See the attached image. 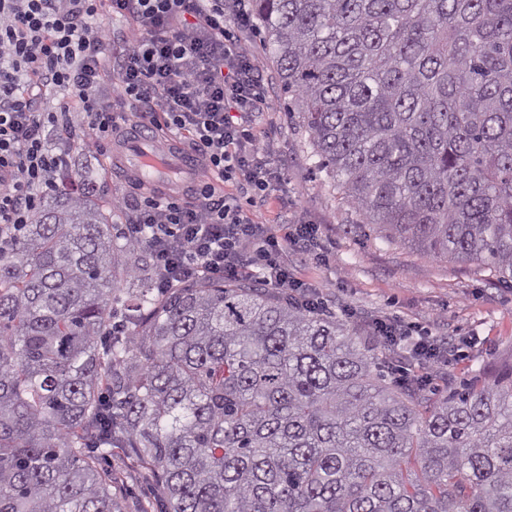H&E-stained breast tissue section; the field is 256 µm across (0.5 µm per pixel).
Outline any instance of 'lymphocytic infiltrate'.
<instances>
[{
	"label": "lymphocytic infiltrate",
	"mask_w": 512,
	"mask_h": 512,
	"mask_svg": "<svg viewBox=\"0 0 512 512\" xmlns=\"http://www.w3.org/2000/svg\"><path fill=\"white\" fill-rule=\"evenodd\" d=\"M107 11L136 28L117 57L99 22ZM111 65L119 78L109 97ZM272 107L251 53L225 33L224 0H0V225L28 223L57 188L69 160L50 148V133L86 129L102 144L127 133L131 111L186 140L199 160L188 199L145 187L137 202L116 203L149 249L158 290L247 275L298 290L288 253L316 254L318 227L259 224L241 203L278 188L279 167L250 129L254 113ZM229 181L242 196L225 192ZM246 245L257 255L251 266Z\"/></svg>",
	"instance_id": "f902f5d3"
}]
</instances>
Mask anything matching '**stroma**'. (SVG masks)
I'll use <instances>...</instances> for the list:
<instances>
[{"mask_svg":"<svg viewBox=\"0 0 512 512\" xmlns=\"http://www.w3.org/2000/svg\"><path fill=\"white\" fill-rule=\"evenodd\" d=\"M231 35L250 51L267 78L272 111L255 113L252 131L270 149L284 173L275 196L256 204L252 212L262 224H316L329 262L319 263L302 254H289L298 279L320 288L327 311L349 326L369 330L382 319L431 332L450 340L461 357L446 366L447 381L427 382V389L447 394L462 384L490 380L495 373L512 370V285L491 278L477 265L435 259L398 242H390L362 224L342 203L325 174L313 171L307 134L296 113L279 104L282 95L276 67L266 57L260 24L231 28ZM64 150L71 164L66 174L94 175V195L109 210L112 237L124 245L130 235L125 211L113 208L114 199L131 192L132 175L126 165L131 143L121 136L100 149L86 131L61 134L51 142ZM105 468L125 471L113 484L112 499L118 512H163L155 484L128 473L120 455L103 462Z\"/></svg>","mask_w":512,"mask_h":512,"instance_id":"35a3bbf8","label":"stroma"}]
</instances>
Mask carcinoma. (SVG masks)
<instances>
[{
    "label": "carcinoma",
    "instance_id": "carcinoma-1",
    "mask_svg": "<svg viewBox=\"0 0 512 512\" xmlns=\"http://www.w3.org/2000/svg\"><path fill=\"white\" fill-rule=\"evenodd\" d=\"M317 168L377 232L512 281V0H252ZM64 182L0 228V512H512V374L448 397L242 281L155 293ZM135 282L127 333L119 280ZM105 468L113 471H124L127 474L121 482L112 484V499L118 511L134 512L133 506L143 504L148 512L164 511L163 501L159 495L155 482L147 483L134 475L130 466L123 462L120 455L114 454L103 461Z\"/></svg>",
    "mask_w": 512,
    "mask_h": 512
}]
</instances>
